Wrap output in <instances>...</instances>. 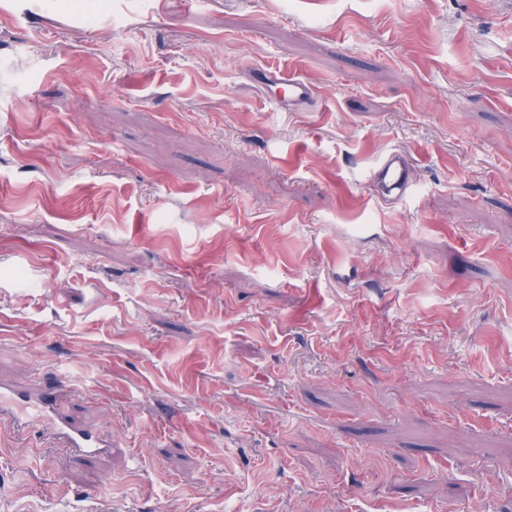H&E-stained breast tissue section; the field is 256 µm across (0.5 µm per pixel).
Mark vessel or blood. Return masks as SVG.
<instances>
[{
    "mask_svg": "<svg viewBox=\"0 0 512 512\" xmlns=\"http://www.w3.org/2000/svg\"><path fill=\"white\" fill-rule=\"evenodd\" d=\"M264 78L269 83L284 88L281 99L284 107L304 105L311 99L313 92L310 85L299 78L287 76L277 71L265 72ZM411 160L401 152L387 153L373 170L371 179L377 182L386 197L399 198L407 193L411 186ZM73 388L70 377H62L59 386L51 392L39 391L27 396H17L11 389L0 387V413L27 425H41L51 428L64 439L68 448H93L97 439L92 431L72 430L57 413V406L62 398Z\"/></svg>",
    "mask_w": 512,
    "mask_h": 512,
    "instance_id": "b4317fda",
    "label": "vessel or blood"
}]
</instances>
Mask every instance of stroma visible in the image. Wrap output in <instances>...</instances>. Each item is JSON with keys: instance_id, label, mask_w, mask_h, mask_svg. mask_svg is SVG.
<instances>
[{"instance_id": "1", "label": "stroma", "mask_w": 512, "mask_h": 512, "mask_svg": "<svg viewBox=\"0 0 512 512\" xmlns=\"http://www.w3.org/2000/svg\"><path fill=\"white\" fill-rule=\"evenodd\" d=\"M64 371L110 446L0 423V512H512V0H0V380ZM264 78L271 84H276L281 88L287 89V94H284L280 100L285 108L302 106L311 99L313 92L310 85L299 78L287 76L277 71L264 72ZM411 160L399 151L387 153L371 174V181L377 182L386 197L399 198L411 186Z\"/></svg>"}]
</instances>
